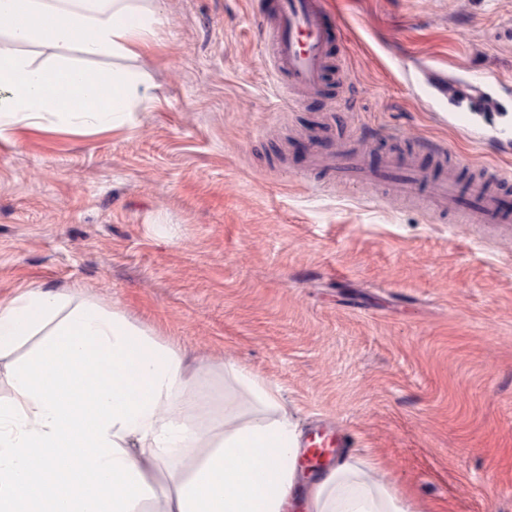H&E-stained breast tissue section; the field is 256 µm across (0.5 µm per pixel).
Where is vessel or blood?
Wrapping results in <instances>:
<instances>
[{"mask_svg":"<svg viewBox=\"0 0 512 512\" xmlns=\"http://www.w3.org/2000/svg\"><path fill=\"white\" fill-rule=\"evenodd\" d=\"M267 30L275 72L286 74L290 90L317 93L330 69L332 37L323 0H271L269 10L259 15ZM482 82L480 94L490 111L501 118L493 131L498 139H512V98L506 86L475 72L463 76L464 86ZM419 87L433 111L447 113L453 126L464 127L475 110L467 100L449 101L448 89L423 79ZM330 173L337 182L360 187L373 184L417 202L436 216L454 215L464 224H512V177L493 166L477 168L468 182L454 171L426 168L411 161L408 154L387 150L386 159L369 168L355 151L332 153Z\"/></svg>","mask_w":512,"mask_h":512,"instance_id":"1","label":"vessel or blood"}]
</instances>
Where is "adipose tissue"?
I'll list each match as a JSON object with an SVG mask.
<instances>
[{"mask_svg": "<svg viewBox=\"0 0 512 512\" xmlns=\"http://www.w3.org/2000/svg\"><path fill=\"white\" fill-rule=\"evenodd\" d=\"M161 22L150 0H0V141L14 127L124 125L153 97L144 74L87 61L139 57ZM47 49L35 62L29 50ZM0 512H289L299 434L279 391L243 367L233 380L265 412L209 434L195 423L201 370L119 313L45 285L0 301ZM205 454L188 472L173 464ZM307 512H408L344 460L306 491Z\"/></svg>", "mask_w": 512, "mask_h": 512, "instance_id": "ef3b65f1", "label": "adipose tissue"}]
</instances>
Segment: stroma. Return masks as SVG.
<instances>
[{"label": "stroma", "mask_w": 512, "mask_h": 512, "mask_svg": "<svg viewBox=\"0 0 512 512\" xmlns=\"http://www.w3.org/2000/svg\"><path fill=\"white\" fill-rule=\"evenodd\" d=\"M158 6L120 63L154 87L132 123L0 142V299L46 284L203 362L204 430L228 400L255 418L242 366L410 512H512V224H442L311 163L343 142L376 164L370 131L512 173V142L448 126L407 81L437 59L451 85L512 82V0H325L344 71L291 106L253 17L268 0Z\"/></svg>", "instance_id": "obj_1"}]
</instances>
